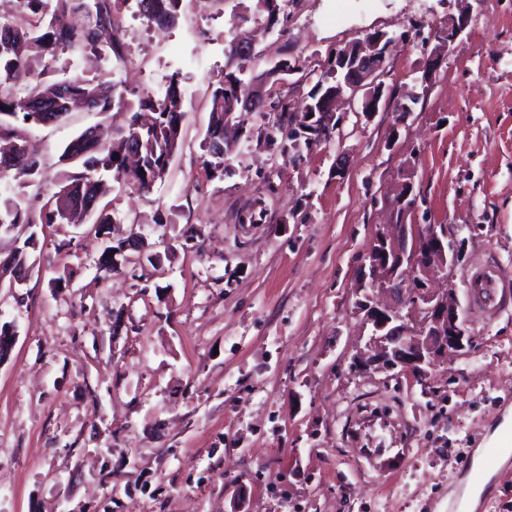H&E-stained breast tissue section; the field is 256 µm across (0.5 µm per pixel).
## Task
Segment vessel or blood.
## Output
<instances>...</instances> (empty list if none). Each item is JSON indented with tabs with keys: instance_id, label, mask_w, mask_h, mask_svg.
Segmentation results:
<instances>
[{
	"instance_id": "obj_1",
	"label": "vessel or blood",
	"mask_w": 512,
	"mask_h": 512,
	"mask_svg": "<svg viewBox=\"0 0 512 512\" xmlns=\"http://www.w3.org/2000/svg\"><path fill=\"white\" fill-rule=\"evenodd\" d=\"M469 301L474 309L492 317L506 304L512 282L506 280L498 266L477 263L468 275ZM512 447V423L501 422L498 434L476 459L471 460L467 478L456 496L448 503V512H473L475 490L487 479L499 476L504 468L499 460L505 449ZM413 452L410 439L399 435L396 422L385 416L371 417L357 435L352 457L357 460L364 475L396 479Z\"/></svg>"
}]
</instances>
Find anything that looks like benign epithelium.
<instances>
[{
  "mask_svg": "<svg viewBox=\"0 0 512 512\" xmlns=\"http://www.w3.org/2000/svg\"><path fill=\"white\" fill-rule=\"evenodd\" d=\"M391 41L388 33L375 31L337 50L336 89L331 93L329 110H324L320 99L310 102L303 109L306 117L289 130V136L302 137L309 146H315L335 117L334 101L341 97L353 101L361 92V111H378L383 86L376 79ZM263 99L264 85L255 81L232 101V111L250 112L253 104ZM411 193V183L403 182L393 206L394 222L376 234L357 276L358 288L366 297L361 306L364 322L372 326L371 354L361 364L397 369L421 381L426 368L473 348L474 336L468 330L456 289L437 293L429 288L432 280L448 276L458 250L448 239L447 227L407 223L413 209ZM141 245L138 236L121 241L112 248V266L121 267L128 259L126 252L137 251ZM377 289L388 293L393 304L373 303L372 293Z\"/></svg>",
  "mask_w": 512,
  "mask_h": 512,
  "instance_id": "benign-epithelium-1",
  "label": "benign epithelium"
}]
</instances>
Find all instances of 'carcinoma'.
Here are the masks:
<instances>
[{"mask_svg": "<svg viewBox=\"0 0 512 512\" xmlns=\"http://www.w3.org/2000/svg\"><path fill=\"white\" fill-rule=\"evenodd\" d=\"M144 18L159 24H173L178 20L182 0H18L16 17L0 21V180L12 178L18 187L36 184L41 177V163L28 151L24 126L37 124L29 120L33 111L29 105L39 102L51 110L56 123H63L78 110L106 112L116 104L133 111L128 131L117 140L107 141L98 136L83 145L85 155L74 162L69 142L61 154V161L76 165L66 171L56 184L57 191L47 202L48 208L36 211L22 195L0 201V234H10L25 226L30 234L6 256H0L4 267L1 273L19 272L29 265L31 239L36 236L32 228L39 224H55L62 220L69 224L83 223L86 204L92 199L103 200L112 191V185L95 176L100 168L114 171L118 184L148 194L168 171L170 162L180 147L184 99L177 75H172L162 93L147 92L138 98L137 106L129 105L123 94L116 93V83L99 78L48 79L39 73L33 82L19 87L15 74L29 66V49L42 48L54 54L59 46L87 53L118 64L124 62V43L115 35L119 30L118 14L121 8H130ZM288 0H264L266 23L273 27L279 19L287 17ZM250 21L246 15L231 20L229 39L224 53L236 61L235 70L224 74L211 93L210 120L204 138L210 157L208 168L224 172L226 153L216 151V144L224 143V116L230 110V101L245 89L248 81L241 78L249 57L234 55L233 42L236 29ZM261 113H275L272 128L296 121L295 107L286 98L273 93L267 105L258 108ZM136 145L137 165H126L125 153Z\"/></svg>", "mask_w": 512, "mask_h": 512, "instance_id": "cac0c4a2", "label": "carcinoma"}]
</instances>
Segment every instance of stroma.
I'll return each mask as SVG.
<instances>
[{
	"mask_svg": "<svg viewBox=\"0 0 512 512\" xmlns=\"http://www.w3.org/2000/svg\"><path fill=\"white\" fill-rule=\"evenodd\" d=\"M463 8L467 29L441 46ZM258 13V0H182L161 30L127 11L129 67L67 48L34 59L52 79L113 78L132 101L178 75L186 117L151 193L112 188L114 238L148 241L133 264L101 279V241L48 224L43 265L0 288L17 331L0 364V512H448L471 450L512 419V308L489 319L467 304L477 260L512 275V0H289L287 34H258L252 71L298 57L317 74L384 31L379 110L342 106L293 157L258 142L267 120L254 114L220 177L202 149L211 92L231 18ZM99 123L117 138L128 115L28 127L44 168L34 206L63 148ZM407 178L410 222L447 225L460 246L447 280L477 344L424 386L357 363L371 332L357 272ZM62 271L70 281L52 287ZM377 407L403 416L414 446L387 484L348 456Z\"/></svg>",
	"mask_w": 512,
	"mask_h": 512,
	"instance_id": "stroma-1",
	"label": "stroma"
}]
</instances>
